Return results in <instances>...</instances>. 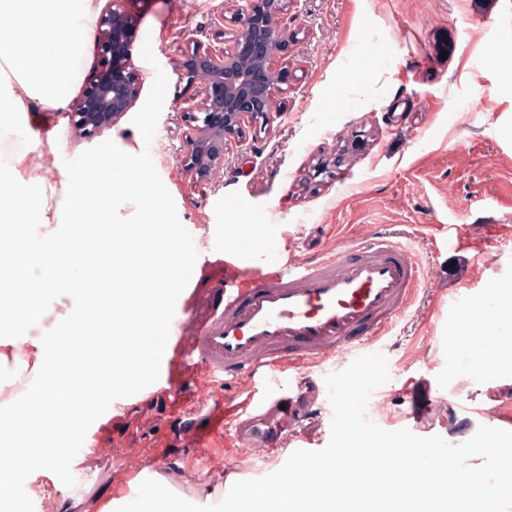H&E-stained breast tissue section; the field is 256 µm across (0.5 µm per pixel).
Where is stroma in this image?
<instances>
[{
    "label": "stroma",
    "mask_w": 512,
    "mask_h": 512,
    "mask_svg": "<svg viewBox=\"0 0 512 512\" xmlns=\"http://www.w3.org/2000/svg\"><path fill=\"white\" fill-rule=\"evenodd\" d=\"M134 55L144 89L163 70L168 89L150 146L155 167L193 240L207 239L199 288L224 276V255L272 244L283 260L315 257L340 241L375 232L407 245L426 271L418 299L382 343L389 381L377 388L370 417L394 431L418 429L459 445L479 426L512 411V384L475 388L460 372L476 353L450 336L458 295L492 287L512 291V0H288V45L273 62L288 85L279 115L227 150L224 167L194 181L180 164L197 85L188 82L191 40L225 29L224 0H133ZM50 136L27 142L73 161L94 151L67 115L34 113ZM443 404L420 408L424 390ZM185 405L145 396L98 409L86 429L92 448L68 468L32 481V496L12 512H38L52 493L56 512H115L140 483L181 480L186 501L219 502L224 476L250 479L282 466L291 448L242 460L217 445L199 479L187 481L194 451L175 447ZM141 449L147 470L122 476L127 449Z\"/></svg>",
    "instance_id": "1"
}]
</instances>
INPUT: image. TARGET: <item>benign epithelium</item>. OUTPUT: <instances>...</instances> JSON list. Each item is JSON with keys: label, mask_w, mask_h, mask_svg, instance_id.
I'll return each mask as SVG.
<instances>
[{"label": "benign epithelium", "mask_w": 512, "mask_h": 512, "mask_svg": "<svg viewBox=\"0 0 512 512\" xmlns=\"http://www.w3.org/2000/svg\"><path fill=\"white\" fill-rule=\"evenodd\" d=\"M130 0H110L95 36L98 72L84 87L71 121L85 139L97 136L124 116L140 98L143 82L133 63L138 19ZM284 0H246L233 5L229 38L216 45L193 41L187 76L200 85L198 111L190 126L181 163L193 179L206 181L224 167V153L242 142L251 124L273 115L285 93L284 76L270 63L288 43L279 18Z\"/></svg>", "instance_id": "1"}]
</instances>
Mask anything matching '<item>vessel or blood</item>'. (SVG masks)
<instances>
[{
    "mask_svg": "<svg viewBox=\"0 0 512 512\" xmlns=\"http://www.w3.org/2000/svg\"><path fill=\"white\" fill-rule=\"evenodd\" d=\"M253 253L233 251L221 289L193 305L194 279L179 285L180 317L168 336L175 356H189L200 372L189 382L166 380L156 396L178 401L191 391L196 403L213 400L217 381L262 379L273 397L225 399L223 416L190 438L198 458L210 455L215 436L233 431L241 456L279 453L290 433L315 419L314 374L339 356H362L388 335L415 303L425 271L405 246L375 233L313 259L272 260L242 274Z\"/></svg>",
    "mask_w": 512,
    "mask_h": 512,
    "instance_id": "1",
    "label": "vessel or blood"
}]
</instances>
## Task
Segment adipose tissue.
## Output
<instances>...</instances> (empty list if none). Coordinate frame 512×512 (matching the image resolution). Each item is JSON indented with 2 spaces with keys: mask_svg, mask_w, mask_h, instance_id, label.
I'll use <instances>...</instances> for the list:
<instances>
[{
  "mask_svg": "<svg viewBox=\"0 0 512 512\" xmlns=\"http://www.w3.org/2000/svg\"><path fill=\"white\" fill-rule=\"evenodd\" d=\"M97 19L92 0H0L1 137L26 133L21 119L34 106L46 112L66 111L78 90L74 63L90 52ZM116 161L133 175L143 170L136 151L117 156L108 143L76 164L61 165L51 175L28 179L19 174L27 165L26 154L13 156L7 167L0 169V213L14 208L30 213L23 248L47 257L65 250L67 226L74 223L90 198L98 204L100 223H111L117 192L110 177ZM189 259L188 244L174 239L153 296L151 331L135 343V350L147 348L166 354L164 315L178 297L177 282L190 271ZM93 294L80 275L65 294L49 287L37 289L29 305L11 310L18 333L0 332V394L7 396L0 410L14 414L17 426L27 432L16 450L17 470L45 472L57 455L76 446L82 433L85 412L75 404L81 393L67 376L71 359L54 348L52 336L57 328L68 325L77 308L88 307ZM490 318L501 326L502 337L495 348L467 357L466 362L494 376L512 366V296L499 293L488 306L473 307L459 333L477 335L483 321ZM20 341L25 344L21 358L14 351ZM84 352L98 364L99 400L120 394L128 376L121 366L123 353H110L98 343L85 346ZM49 426L60 431V438L45 436Z\"/></svg>",
  "mask_w": 512,
  "mask_h": 512,
  "instance_id": "ef3b65f1",
  "label": "adipose tissue"
}]
</instances>
